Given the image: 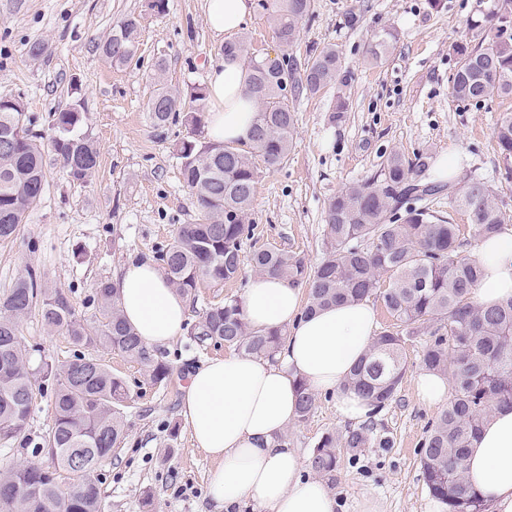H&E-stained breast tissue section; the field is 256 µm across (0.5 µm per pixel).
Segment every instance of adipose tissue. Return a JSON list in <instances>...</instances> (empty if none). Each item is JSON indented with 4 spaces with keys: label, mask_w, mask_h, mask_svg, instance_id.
Masks as SVG:
<instances>
[{
    "label": "adipose tissue",
    "mask_w": 512,
    "mask_h": 512,
    "mask_svg": "<svg viewBox=\"0 0 512 512\" xmlns=\"http://www.w3.org/2000/svg\"><path fill=\"white\" fill-rule=\"evenodd\" d=\"M252 9L253 0H206L207 22L219 35L239 31ZM249 74L238 54L210 69L211 141L249 142L257 116ZM476 257L483 277L473 302L492 305L512 297V227L479 239ZM117 286L121 313L147 346H164L181 335L189 301L151 260L126 265ZM242 307L251 328L281 331L283 342L278 363L244 354L209 359L183 389L180 413L194 444L219 463L210 497L225 512L247 501L257 512H335L327 483L304 476L300 455L279 438L296 420L303 385L335 393L344 418L356 423L369 418L368 401L343 385L373 344L375 313L368 304L354 302L304 315L300 288L270 275L250 278ZM463 478L491 512H512L511 406L496 408L483 422Z\"/></svg>",
    "instance_id": "ef3b65f1"
}]
</instances>
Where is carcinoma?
<instances>
[{
	"instance_id": "1",
	"label": "carcinoma",
	"mask_w": 512,
	"mask_h": 512,
	"mask_svg": "<svg viewBox=\"0 0 512 512\" xmlns=\"http://www.w3.org/2000/svg\"><path fill=\"white\" fill-rule=\"evenodd\" d=\"M312 0H272L268 7L276 39L297 44L301 21ZM491 23L481 32L487 46L461 51L449 93L461 104L479 103L497 94L512 97V0H496ZM140 45L136 18L124 19L112 33L107 52L115 66L135 56ZM249 89L258 99L249 149L200 139L207 92L193 86L185 93L161 88L149 106L153 127L180 119L187 128L177 144L181 175L196 197L199 217L178 227L171 242L158 248L169 284L192 295L204 284L237 280L243 270L245 224L263 170L288 158L296 115L293 100L336 85L334 111H346L342 60L335 47L310 57L304 68L287 61L267 68L250 58ZM23 113L0 108V242L11 239L44 189L42 135L24 125ZM82 112L55 114L51 151L71 181L85 183L98 165L99 152L81 127ZM502 158L512 160V113H504L493 130ZM428 152L412 158L390 154L373 176L359 181L328 202L325 250L309 271L303 258L278 247L262 246L250 257L254 274H270L306 284L305 312L311 314L345 302L379 299L394 323L376 335L368 353L354 367L344 387L366 397L378 414L399 392L405 372L404 344L426 336L425 369L448 376L452 398L431 425L419 449L430 495L448 512H485L486 504L463 480L467 449L483 421L503 404L512 406V298L486 308L471 301L483 271L476 258L461 255L459 225L430 211L425 201L448 187L452 207L464 211L480 238L500 233L512 220L495 202L482 178L471 176L445 185L430 177ZM98 329H88L75 315L70 299L41 284L33 269L21 275L0 298V440L21 436L40 388L29 367L19 334L21 320L37 311L44 326L61 331L75 347L100 345L140 366L153 385L168 386L173 369L145 346L122 318L119 288L102 281ZM195 341L223 344L240 353L275 360L280 333L261 332L244 319L235 297L207 309L191 324ZM43 382L54 384L51 427L42 451L51 467L15 465L0 496L15 501V512H99L97 468L124 439L126 382L103 363L76 354L53 372L43 368ZM317 395L303 389L297 421L315 410ZM373 428L363 425L341 436L323 437L309 465L318 475L336 478L338 448L356 452L371 444ZM69 485L60 486V473Z\"/></svg>"
}]
</instances>
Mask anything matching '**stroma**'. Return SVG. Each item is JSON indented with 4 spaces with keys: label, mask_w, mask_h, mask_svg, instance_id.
Returning a JSON list of instances; mask_svg holds the SVG:
<instances>
[{
    "label": "stroma",
    "mask_w": 512,
    "mask_h": 512,
    "mask_svg": "<svg viewBox=\"0 0 512 512\" xmlns=\"http://www.w3.org/2000/svg\"><path fill=\"white\" fill-rule=\"evenodd\" d=\"M255 6L241 29L252 49L269 58L291 57L304 64L310 52L335 45L348 79V110L334 117L335 88L300 96L293 105L297 124L293 147L280 167L264 174L246 218L251 234L243 256L276 246L304 257L316 268L326 240L331 197L374 173L390 153L413 156L456 152L460 175L488 181L499 206L512 216V178L504 175L493 128L512 98L496 95L477 105L455 102L448 85L459 50L478 42L470 23L485 21L494 0H313L299 43L279 47L273 27ZM357 14L348 25V14ZM139 20V52L126 66L106 59L100 46L127 16ZM393 34L386 53L371 62L368 45L382 30ZM43 41L39 59L28 44ZM224 40L210 29L204 0H168L166 12L148 0H0V99L21 100L34 129L50 135L55 112L81 105L86 133L99 151L90 181H71L59 162L47 159L40 201L15 236L0 243V295L26 268L72 302L81 322L94 328L101 318L95 297L99 282L115 281L133 260L154 258L178 225L198 217L195 198L183 185L176 144L183 124L153 128L148 107L159 88L205 85L220 62ZM165 60V71L155 67ZM20 337L33 371L63 364L75 349L67 337L44 327L38 315L24 318ZM425 337L405 344V373L394 401L374 416L382 448L342 453L330 490L336 512H428L432 501L420 470L418 450L439 407L422 401L414 379L424 366ZM223 345L199 343L189 334L162 354L180 379L169 387L146 382L139 366L100 346L86 357L122 376L130 398L124 409L125 438L101 464L100 512H224L209 495L217 463L196 448L180 416L184 375L199 363L224 356ZM51 385H44L24 433L0 441V470L15 464L50 466L38 445L52 422ZM333 395H318L312 416L288 427L290 447L310 457L322 437L349 428Z\"/></svg>",
    "instance_id": "35a3bbf8"
}]
</instances>
